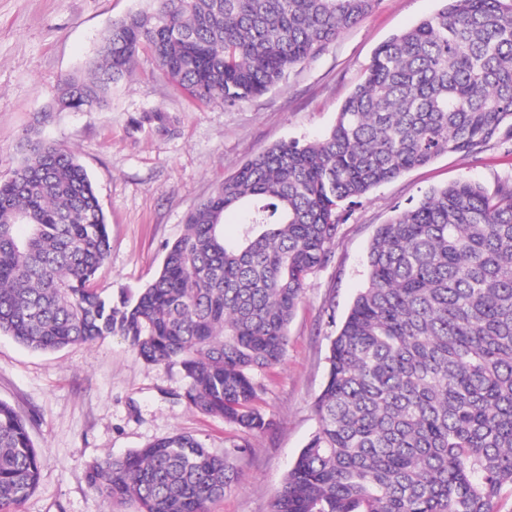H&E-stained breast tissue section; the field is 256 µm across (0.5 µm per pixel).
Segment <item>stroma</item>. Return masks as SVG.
<instances>
[{"mask_svg": "<svg viewBox=\"0 0 512 512\" xmlns=\"http://www.w3.org/2000/svg\"><path fill=\"white\" fill-rule=\"evenodd\" d=\"M150 0H0V178L20 163L32 128L68 145L93 180L111 251L96 275L106 294L136 293L160 271L187 213L224 178L268 146L322 139L374 50L434 14L439 0H378L374 11L319 54L289 70L268 93L233 107L200 106L140 53L106 109L50 112L59 80L85 70L112 21ZM163 108L168 136L132 129L139 113ZM512 175V153L490 142L479 154L448 153L344 204L332 257L310 273L289 325L282 362L258 374L263 432L190 408L179 365L144 363L120 337L35 352L0 334V400L26 422L41 484L19 512H137L107 505L88 486L92 462L124 455L174 433L221 453L237 449L238 477L209 512H272L276 492L317 428L313 405L328 372L330 344L367 283L366 255L379 225L430 189L461 179L494 189Z\"/></svg>", "mask_w": 512, "mask_h": 512, "instance_id": "obj_1", "label": "stroma"}]
</instances>
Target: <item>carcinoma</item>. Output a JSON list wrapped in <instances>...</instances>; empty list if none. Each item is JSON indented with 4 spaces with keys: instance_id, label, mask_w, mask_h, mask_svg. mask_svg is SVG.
<instances>
[{
    "instance_id": "cac0c4a2",
    "label": "carcinoma",
    "mask_w": 512,
    "mask_h": 512,
    "mask_svg": "<svg viewBox=\"0 0 512 512\" xmlns=\"http://www.w3.org/2000/svg\"><path fill=\"white\" fill-rule=\"evenodd\" d=\"M112 23L61 112L102 108L140 52L201 104L234 106L281 83L378 0H153ZM443 6L373 53L322 139L275 143L186 215L184 235L136 294L94 286L111 251L74 151L34 128L0 179V333L35 351L118 336L148 365L178 364L183 399L246 432L270 421L255 374L278 364L305 280L330 258L339 208L455 152L512 140V0ZM172 131L157 107L132 128ZM242 206L238 240L224 212ZM368 284L331 341L318 427L273 512H498L512 491V182L462 180L380 225ZM175 433L89 466L107 505L207 512L235 455ZM24 419L0 401V512L39 487Z\"/></svg>"
}]
</instances>
